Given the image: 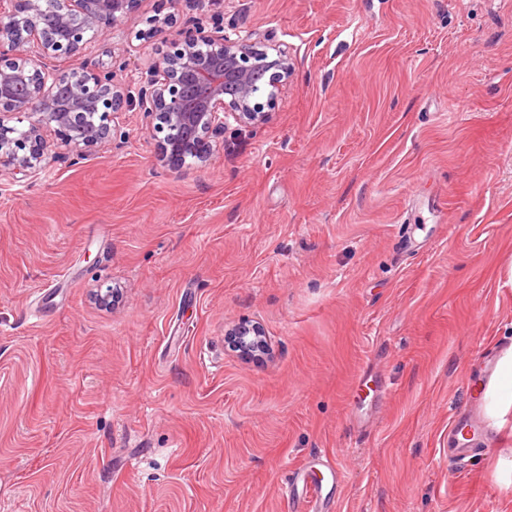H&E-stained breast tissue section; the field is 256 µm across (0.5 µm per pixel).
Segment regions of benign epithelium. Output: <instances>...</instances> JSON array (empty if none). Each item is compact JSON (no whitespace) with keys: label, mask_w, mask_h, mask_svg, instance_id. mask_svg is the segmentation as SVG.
I'll return each instance as SVG.
<instances>
[{"label":"benign epithelium","mask_w":512,"mask_h":512,"mask_svg":"<svg viewBox=\"0 0 512 512\" xmlns=\"http://www.w3.org/2000/svg\"><path fill=\"white\" fill-rule=\"evenodd\" d=\"M140 0H0V175L20 182L51 164L76 162L116 139V115L138 102L149 117L157 160L174 170L187 158L203 165L224 137L228 119L264 121L290 74L288 50L254 34L226 32L193 20L177 30L174 50L150 66L137 95L112 79V59L125 49L110 45L111 62H62L118 28ZM175 0H159L148 37L173 27ZM51 23H43L44 17ZM270 87L266 103L258 87ZM54 139H48V134ZM261 344V331L243 326L232 346L245 352Z\"/></svg>","instance_id":"1"}]
</instances>
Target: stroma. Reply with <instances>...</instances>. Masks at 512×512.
<instances>
[{
  "mask_svg": "<svg viewBox=\"0 0 512 512\" xmlns=\"http://www.w3.org/2000/svg\"><path fill=\"white\" fill-rule=\"evenodd\" d=\"M287 48L204 166L125 139L0 175V512H512V439L454 415L512 346V0H224ZM124 21L116 83L167 46ZM119 289L110 306L92 294ZM261 327L268 355L227 334ZM287 486L288 501H292L296 512H331L333 501L323 496L322 483L312 466L304 464L297 468Z\"/></svg>",
  "mask_w": 512,
  "mask_h": 512,
  "instance_id": "1",
  "label": "stroma"
}]
</instances>
